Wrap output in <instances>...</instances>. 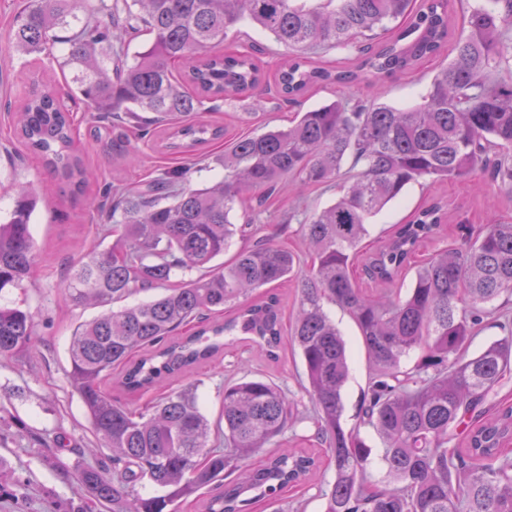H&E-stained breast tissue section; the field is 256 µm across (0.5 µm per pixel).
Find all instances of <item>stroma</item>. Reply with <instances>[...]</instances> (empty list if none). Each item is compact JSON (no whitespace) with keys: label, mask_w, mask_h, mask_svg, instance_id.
<instances>
[{"label":"stroma","mask_w":512,"mask_h":512,"mask_svg":"<svg viewBox=\"0 0 512 512\" xmlns=\"http://www.w3.org/2000/svg\"><path fill=\"white\" fill-rule=\"evenodd\" d=\"M20 3L21 0H0V212L13 207L20 189L34 190L37 206L33 224L39 251L30 279L23 287L1 290L0 304H17L30 310L37 351L0 358V456L8 461L4 470L7 492L0 496V512H112L108 505H85L78 484L79 473L86 468L111 474L112 451L93 435L69 378L72 334L79 324L99 313L98 308L77 307L66 300L64 282L69 267L91 250L103 247L102 229L110 224L111 206L121 192L145 187L177 168L187 186L199 187L205 180L223 176L224 170L216 166L215 158L223 154L226 140L285 127L295 113L340 98H369L376 91L363 84L316 86L294 103L265 92L209 102L201 118L223 128V139L207 147L204 159H177L160 147L157 126L127 112L115 115L89 111L85 101L70 98L72 79L63 75L57 64L26 65L9 53V23ZM225 45L253 55L269 83L286 58L284 46L253 30L239 39L228 38ZM451 58L450 48H443L439 56L385 81L378 91L383 102L404 107L416 104L440 65ZM37 76L55 87L74 115L78 153L84 165L96 174L83 191H76L48 169L39 155L23 145L14 127L10 111L22 103ZM118 122L127 129L128 147L137 155V163L124 161L107 143L113 124ZM90 196L102 200V208H89L86 199ZM336 196L332 187L297 190L294 180L288 179L270 197L250 200L239 209L238 220L250 223L252 238L266 237L288 247L306 265L310 257L298 233L299 226ZM433 198L448 200L450 206L467 214L475 224L492 218L512 221V194L482 175L436 183L422 180L408 186L397 203L374 218L363 248L376 245L390 234L393 225L405 222L417 206ZM327 310L348 348L343 423L349 429L357 422L370 368L350 315L332 304ZM251 375L272 378L297 402V418L279 437V444L322 457L323 450L314 438L312 403L301 387L303 367L291 346H282L278 359L270 360L256 355L249 342L237 341L226 346L217 363L173 378L169 387L179 391L197 386L205 397L209 417L214 419L225 382ZM333 478V468L320 465L302 487L283 493L281 512H322L321 493Z\"/></svg>","instance_id":"1"}]
</instances>
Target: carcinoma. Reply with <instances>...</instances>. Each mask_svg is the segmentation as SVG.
<instances>
[{"label":"carcinoma","instance_id":"carcinoma-1","mask_svg":"<svg viewBox=\"0 0 512 512\" xmlns=\"http://www.w3.org/2000/svg\"><path fill=\"white\" fill-rule=\"evenodd\" d=\"M121 12L88 0H25L13 19L8 50L55 59L75 71L77 93L93 112H150L163 125V149L191 154L224 136L196 119L207 99L248 95L264 75L248 54L224 53L228 35L245 26L288 49L276 93L294 102L312 86L386 80L441 53L448 41V0H126ZM84 17H79L78 13ZM143 25L152 41L128 61L112 29ZM359 53L351 70H330L312 56L336 48ZM453 58L418 104L399 109L333 101L297 113L286 127L238 136L224 148V178L187 188L171 172L143 190L122 193L120 219L103 229L112 243L73 265L64 291L75 306L108 307L79 325L68 350L69 377L92 430L112 449V476L79 474L84 497L113 512H173L180 500L209 490L205 512H249L316 468L306 455L274 444L292 424L297 403L278 384L243 377L224 384L221 413L211 420L190 390L170 391L138 409L105 394L108 372L123 369L129 393L162 388L224 346L248 337L255 351L278 358L284 327L280 300L266 294L224 321L209 316L247 293L297 280L289 337L297 348L334 482L323 512H512V406L492 401L512 372V328L469 353L475 326L512 297V221L474 225L433 198L398 224L376 249L361 252L368 226L406 186L423 178L484 174L512 192V0H479L456 35ZM194 92H189L187 86ZM27 148L81 189L87 170L74 146V119L54 93L34 90L16 113ZM294 176L299 186H333L340 194L300 227L310 265L261 238L229 263H215L246 236L235 209L246 195L273 194ZM35 198L25 189L0 221V290L19 288L38 246L31 231ZM456 218L458 244L416 271L405 295L368 297L355 287L362 258L368 278L394 282L418 249ZM196 270L193 277L189 272ZM159 295L112 309L141 291ZM347 310L371 365L360 425L343 426L346 348L325 311ZM187 336L172 337L181 326ZM32 315L0 305V356L35 350ZM419 353L410 368L402 361ZM383 444L386 473L371 481L372 448L360 426ZM267 450L266 462L248 466Z\"/></svg>","mask_w":512,"mask_h":512}]
</instances>
